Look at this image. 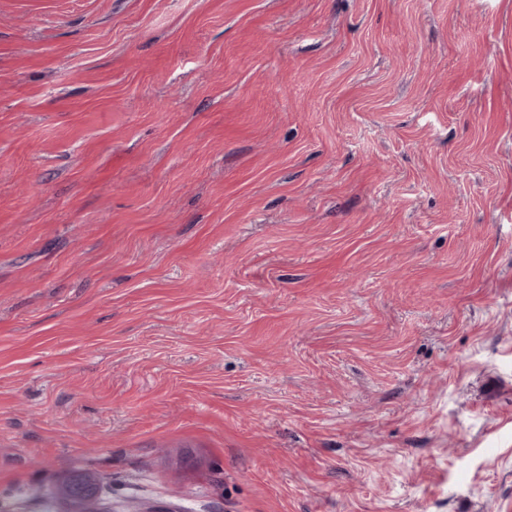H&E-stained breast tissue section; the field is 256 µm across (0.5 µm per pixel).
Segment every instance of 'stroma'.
Instances as JSON below:
<instances>
[{"instance_id":"1","label":"stroma","mask_w":512,"mask_h":512,"mask_svg":"<svg viewBox=\"0 0 512 512\" xmlns=\"http://www.w3.org/2000/svg\"><path fill=\"white\" fill-rule=\"evenodd\" d=\"M512 512V0H0V512Z\"/></svg>"}]
</instances>
